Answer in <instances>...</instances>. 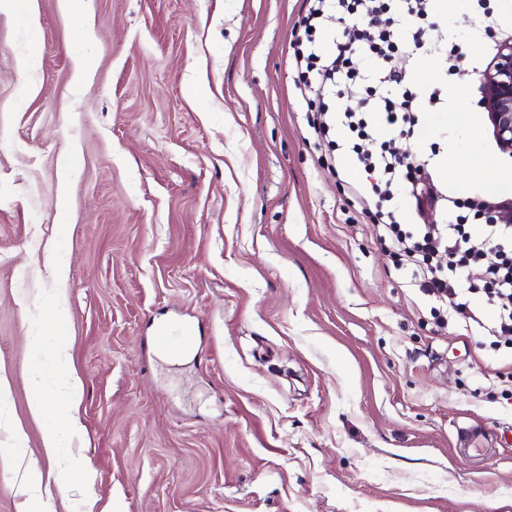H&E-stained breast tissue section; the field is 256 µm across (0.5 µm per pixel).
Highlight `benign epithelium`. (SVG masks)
Masks as SVG:
<instances>
[{
    "mask_svg": "<svg viewBox=\"0 0 512 512\" xmlns=\"http://www.w3.org/2000/svg\"><path fill=\"white\" fill-rule=\"evenodd\" d=\"M484 107L500 150L512 154V43L500 46L481 74Z\"/></svg>",
    "mask_w": 512,
    "mask_h": 512,
    "instance_id": "obj_1",
    "label": "benign epithelium"
}]
</instances>
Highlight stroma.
Wrapping results in <instances>:
<instances>
[{"mask_svg": "<svg viewBox=\"0 0 512 512\" xmlns=\"http://www.w3.org/2000/svg\"><path fill=\"white\" fill-rule=\"evenodd\" d=\"M303 0H15L0 11V512H512V347L421 316L307 126ZM439 0L461 60L423 135L460 198L512 201L479 106L512 0ZM66 268L57 281L50 264ZM67 366L29 346L57 290ZM194 338L177 361L158 324ZM83 382L71 430L55 385ZM47 412L35 416L31 407ZM481 423L480 450L456 428ZM55 430L93 476L46 456ZM21 491L26 497V512H55L51 504L44 499L41 491V478L37 472L28 474Z\"/></svg>", "mask_w": 512, "mask_h": 512, "instance_id": "35a3bbf8", "label": "stroma"}]
</instances>
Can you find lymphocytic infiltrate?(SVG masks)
Returning a JSON list of instances; mask_svg holds the SVG:
<instances>
[{"label":"lymphocytic infiltrate","mask_w":512,"mask_h":512,"mask_svg":"<svg viewBox=\"0 0 512 512\" xmlns=\"http://www.w3.org/2000/svg\"><path fill=\"white\" fill-rule=\"evenodd\" d=\"M304 6L303 40L291 60L296 90L304 91L312 81L329 96L349 84L360 87L351 109L340 117L322 113L313 130L325 135L339 123L356 133V141L337 145L336 151L356 157L365 176L349 186L362 214L378 224L410 267L414 287L433 300L430 312L439 323L452 316L477 319L471 301L480 297L493 309L483 325L487 336L512 344V225L497 223L500 202L452 197L449 223L403 229L395 202L401 189H408L419 210L439 200L426 186L427 163L387 148L361 149L362 141L383 127L416 135L421 105L439 103L436 93H417L409 86L418 55L448 47L447 32L429 20L431 0H304ZM336 24L343 28V42L327 46L315 39L316 31ZM489 252L496 261L487 266L483 260Z\"/></svg>","instance_id":"obj_1"}]
</instances>
